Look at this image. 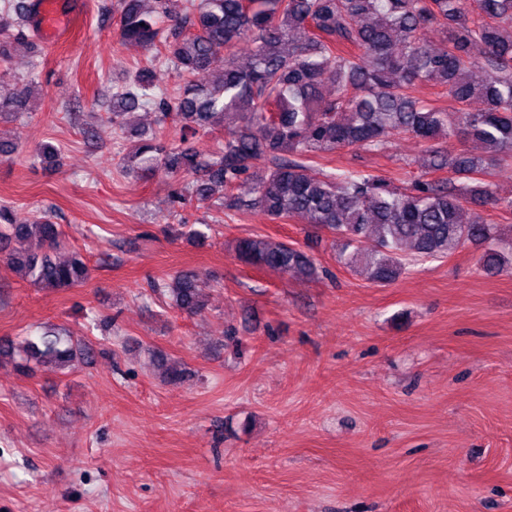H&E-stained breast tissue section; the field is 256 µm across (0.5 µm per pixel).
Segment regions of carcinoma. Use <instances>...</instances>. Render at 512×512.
I'll return each instance as SVG.
<instances>
[{"mask_svg": "<svg viewBox=\"0 0 512 512\" xmlns=\"http://www.w3.org/2000/svg\"><path fill=\"white\" fill-rule=\"evenodd\" d=\"M169 0H119L123 42L157 51L182 81L169 100L151 70L141 68L116 94L112 124L146 106L172 116L192 133L224 124V147L206 160L193 146L156 134H138L143 176L163 169L196 174L191 196L203 202L224 188L225 205L254 209L272 221L301 220L331 235L336 260L386 286L406 273L405 251L419 260L444 259L465 246L481 250L488 270L511 268L504 233L478 208L512 214L488 177L512 168V0H191L171 13ZM34 23L33 0H5L0 11V60ZM433 28L445 47L421 37ZM249 57L236 62L239 52ZM224 55V72L211 78ZM0 71V112L21 109L30 86ZM418 84L441 89L451 102L436 106L413 95ZM431 143L422 173L398 187L358 170L325 172L324 152L357 148L381 152L396 135ZM476 141L486 156L432 144ZM264 161V175H254ZM447 171L448 177L430 174ZM58 225L47 219L17 224L0 208L4 260L43 288L85 283L89 266L57 258ZM237 259L258 269L306 279L318 277L303 250L268 237L242 238ZM203 276L182 271L152 292L188 316L205 310ZM20 367H65L87 354L79 341L55 332L25 340Z\"/></svg>", "mask_w": 512, "mask_h": 512, "instance_id": "cac0c4a2", "label": "carcinoma"}]
</instances>
